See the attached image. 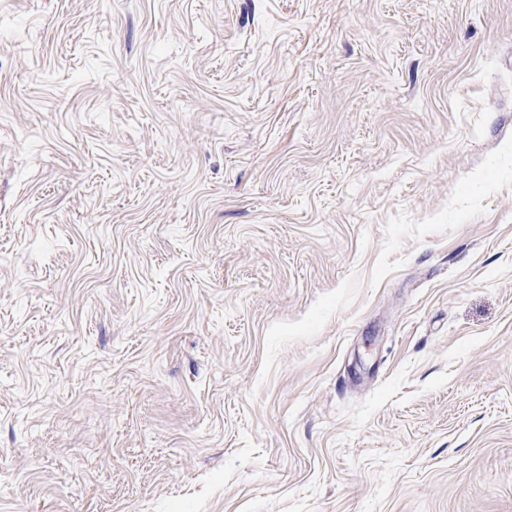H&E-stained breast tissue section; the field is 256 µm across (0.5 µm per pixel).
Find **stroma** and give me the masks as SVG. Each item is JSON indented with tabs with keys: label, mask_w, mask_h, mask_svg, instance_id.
<instances>
[{
	"label": "stroma",
	"mask_w": 512,
	"mask_h": 512,
	"mask_svg": "<svg viewBox=\"0 0 512 512\" xmlns=\"http://www.w3.org/2000/svg\"><path fill=\"white\" fill-rule=\"evenodd\" d=\"M0 512H512V0H0Z\"/></svg>",
	"instance_id": "1"
}]
</instances>
